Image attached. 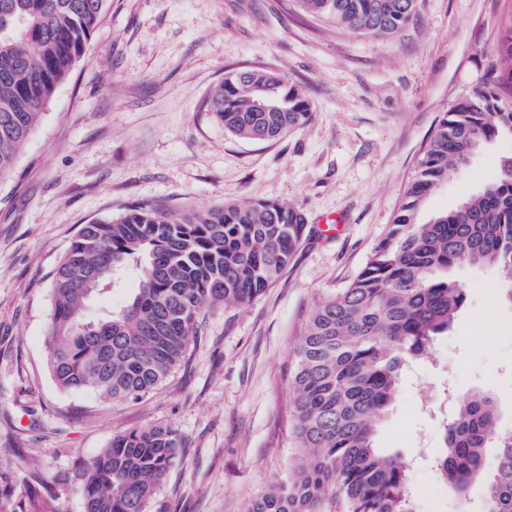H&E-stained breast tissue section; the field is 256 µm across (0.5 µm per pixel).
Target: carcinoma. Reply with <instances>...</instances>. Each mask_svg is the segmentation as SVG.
Instances as JSON below:
<instances>
[{
    "label": "carcinoma",
    "instance_id": "cac0c4a2",
    "mask_svg": "<svg viewBox=\"0 0 512 512\" xmlns=\"http://www.w3.org/2000/svg\"><path fill=\"white\" fill-rule=\"evenodd\" d=\"M109 0H0V179L9 174L42 111L83 58ZM418 0H299L302 10L348 30L392 37ZM499 66L439 116L398 212L350 284L308 319L293 380L292 423L306 456L247 512H417L408 465L375 445L404 366L462 310L459 264L498 270L512 301V155L496 179L450 210L421 217L426 197L478 149L512 138V12L497 42ZM272 106L257 109L259 101ZM206 110L246 141L304 126L311 103L281 72L228 73ZM305 215L278 201L226 204L188 216L133 206L82 225L52 278L47 363L65 392L136 402L181 361L200 313L245 305L275 285L310 235ZM129 274L128 296L88 315L89 302ZM497 428L494 400L460 397L434 458L441 479L467 493L485 468ZM176 431L158 425L117 435L73 476L85 512H147L176 461ZM18 486L0 470V512ZM480 512H512V434L497 445Z\"/></svg>",
    "mask_w": 512,
    "mask_h": 512
}]
</instances>
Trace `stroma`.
Here are the masks:
<instances>
[{
  "instance_id": "1",
  "label": "stroma",
  "mask_w": 512,
  "mask_h": 512,
  "mask_svg": "<svg viewBox=\"0 0 512 512\" xmlns=\"http://www.w3.org/2000/svg\"><path fill=\"white\" fill-rule=\"evenodd\" d=\"M512 0H419L388 38L305 13L297 0H110L84 58L0 179V466L23 483L15 512H84L71 477L113 436L175 429L176 462L148 512H246L302 455L290 382L311 312L363 267L396 215L438 117L497 62ZM276 70L312 115L279 139L225 132L205 102L225 74ZM512 153L498 138L427 199L451 209ZM286 202L311 234L249 304L200 317L186 357L136 403L69 394L51 378L45 332L54 269L83 224L145 204L170 215L228 202ZM466 301L448 335L406 369L378 447L409 464L418 512H477L484 479L458 496L430 458L453 396L490 395L512 431V304L488 267L449 272Z\"/></svg>"
}]
</instances>
